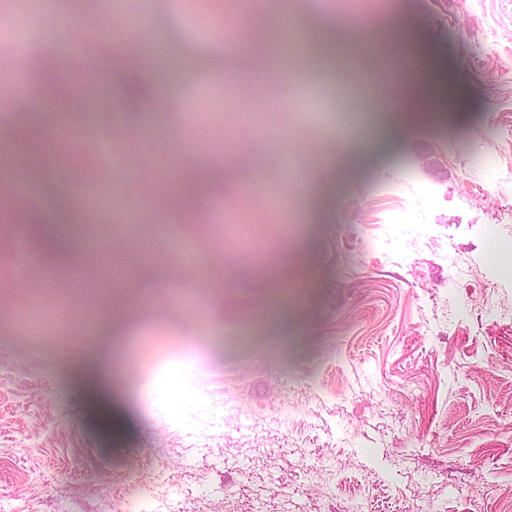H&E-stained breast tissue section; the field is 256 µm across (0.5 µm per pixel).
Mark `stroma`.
<instances>
[{
	"label": "stroma",
	"instance_id": "35a3bbf8",
	"mask_svg": "<svg viewBox=\"0 0 512 512\" xmlns=\"http://www.w3.org/2000/svg\"><path fill=\"white\" fill-rule=\"evenodd\" d=\"M0 487L13 512H489L512 502V0H0ZM392 36L434 86L353 165L311 53L254 103L232 36ZM164 52L116 70L124 47ZM210 255L208 286L192 265ZM260 254L253 263L251 254ZM208 306L197 320L198 302ZM206 328L182 364L165 336ZM124 372L99 387L84 331Z\"/></svg>",
	"mask_w": 512,
	"mask_h": 512
}]
</instances>
